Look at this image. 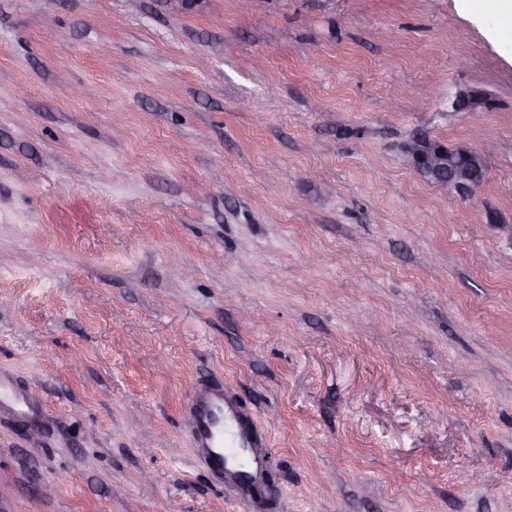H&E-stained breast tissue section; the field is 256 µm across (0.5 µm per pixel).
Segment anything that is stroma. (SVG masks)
<instances>
[{
	"instance_id": "35a3bbf8",
	"label": "stroma",
	"mask_w": 512,
	"mask_h": 512,
	"mask_svg": "<svg viewBox=\"0 0 512 512\" xmlns=\"http://www.w3.org/2000/svg\"><path fill=\"white\" fill-rule=\"evenodd\" d=\"M53 28L68 46L45 40ZM493 0H0V512H512V141ZM479 94L473 111L460 91ZM268 437L240 500L193 385ZM449 151V152H448ZM405 153L408 161L422 173L441 178L453 173L456 189L469 197L476 193L482 184L485 174V152L459 147L450 151V148L439 149L430 140L415 139L407 145Z\"/></svg>"
}]
</instances>
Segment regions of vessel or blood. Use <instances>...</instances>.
<instances>
[{
    "label": "vessel or blood",
    "instance_id": "obj_1",
    "mask_svg": "<svg viewBox=\"0 0 512 512\" xmlns=\"http://www.w3.org/2000/svg\"><path fill=\"white\" fill-rule=\"evenodd\" d=\"M191 447L200 450L216 476L257 473L264 464L252 418L236 396L219 385L197 390L190 410Z\"/></svg>",
    "mask_w": 512,
    "mask_h": 512
}]
</instances>
